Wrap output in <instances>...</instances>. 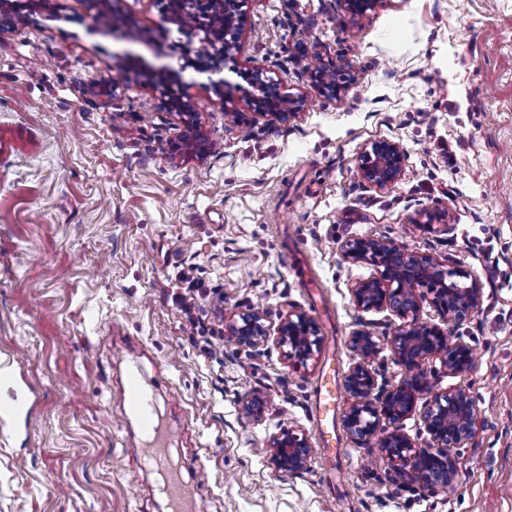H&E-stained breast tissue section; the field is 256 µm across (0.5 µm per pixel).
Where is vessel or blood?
<instances>
[{
    "mask_svg": "<svg viewBox=\"0 0 512 512\" xmlns=\"http://www.w3.org/2000/svg\"><path fill=\"white\" fill-rule=\"evenodd\" d=\"M120 397L125 421L134 430L144 465L160 478L159 489L168 512H196V492L184 478L171 452L174 430L158 408L139 366H130L123 377ZM338 400L336 378L323 374L316 393V417L320 436L328 454H335L332 431Z\"/></svg>",
    "mask_w": 512,
    "mask_h": 512,
    "instance_id": "obj_1",
    "label": "vessel or blood"
}]
</instances>
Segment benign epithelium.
Segmentation results:
<instances>
[{"instance_id":"7a95c632","label":"benign epithelium","mask_w":512,"mask_h":512,"mask_svg":"<svg viewBox=\"0 0 512 512\" xmlns=\"http://www.w3.org/2000/svg\"><path fill=\"white\" fill-rule=\"evenodd\" d=\"M212 15L210 24L224 28V40L211 46V70L220 72L219 62L238 52L239 16L241 0H208ZM353 15H362L375 9L383 0H339ZM167 68L151 67V79L160 84L165 105L178 112L181 122L194 136L201 139L198 113L192 106L173 97L179 91L165 83ZM321 89L333 96L340 95L342 86L336 75L326 68L311 73ZM253 82L263 96L256 99L262 116L290 119L297 115L301 101L281 96L271 89L270 83L257 69ZM405 173V154L399 142L382 139L366 145L358 156V176L368 187L383 190L400 180ZM345 257L354 262H367L377 269L376 276L358 282L353 288L355 306L362 311L390 310L404 323L391 338L395 359L404 367L406 376L397 386L377 388L372 363L378 355L375 336L366 330H357L350 336V345L358 361L345 378L348 408L345 427L355 439L375 442L381 454L400 477L423 482L434 492L446 491L451 486L455 461L452 450L475 436L479 421L469 392L458 388L437 393L423 413L425 429L430 435L432 448L419 450L398 429L382 433L381 424L396 425L414 410L419 395L431 391L427 372L429 360L437 359L451 374L471 369L472 348L461 338L448 337V331L436 324L420 320L421 304L425 301L434 308L441 321L461 324L475 312L480 301V288L458 282L468 277L464 271L439 263L427 254L408 252L393 240L384 237L356 238L346 243ZM227 336L242 348H256L274 339L283 350L288 364L304 367L320 348L318 327L305 312L291 310L280 317L276 327L266 324V316L259 310L232 316L227 325ZM245 413L255 421L265 418L267 410L263 397L254 395L243 406ZM267 453L275 469L285 475H297L306 470L311 448L304 435L293 431L273 434Z\"/></svg>"}]
</instances>
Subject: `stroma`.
Segmentation results:
<instances>
[{
	"mask_svg": "<svg viewBox=\"0 0 512 512\" xmlns=\"http://www.w3.org/2000/svg\"><path fill=\"white\" fill-rule=\"evenodd\" d=\"M34 0L33 25L0 24V126L36 143L0 162V512H167L124 429L114 344L147 347L157 402L201 512H512V0H384L355 16L338 0H245L241 48L223 62L231 103L207 73L183 67L193 33L168 24L164 0ZM120 23L137 42L113 40ZM131 48L135 60L119 63ZM339 71L340 97L302 70ZM170 65L214 148L182 144L148 67ZM302 98L295 118L254 113L252 74ZM241 112L240 123L225 108ZM393 139L404 178L363 188L361 147ZM386 237L465 270L478 310L451 327L473 349L463 374L428 364L433 389L469 390L477 434L454 449L448 492L402 485L374 443L334 417L327 466L315 418L324 369L344 385L349 338L372 332L379 386L403 380L390 311L355 307L374 266L343 254ZM219 291L208 357L189 337L177 273ZM314 288H307V277ZM292 309L319 327L320 350L289 367L281 349L236 345L235 313ZM264 421L242 413L252 393ZM306 435V471L278 473L274 433Z\"/></svg>",
	"mask_w": 512,
	"mask_h": 512,
	"instance_id": "obj_1",
	"label": "stroma"
}]
</instances>
